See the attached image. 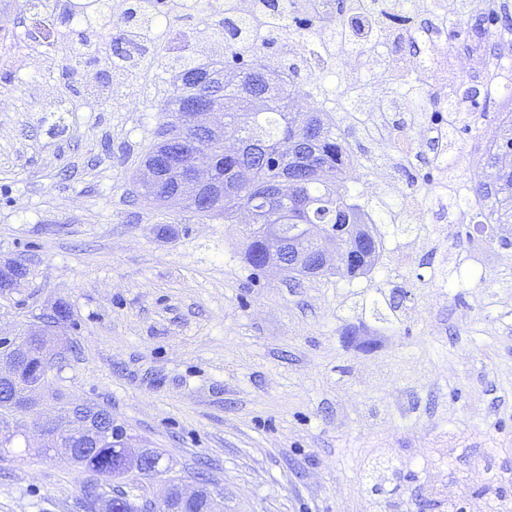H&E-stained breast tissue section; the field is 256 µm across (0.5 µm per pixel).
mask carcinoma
Wrapping results in <instances>:
<instances>
[{"instance_id": "obj_1", "label": "carcinoma", "mask_w": 512, "mask_h": 512, "mask_svg": "<svg viewBox=\"0 0 512 512\" xmlns=\"http://www.w3.org/2000/svg\"><path fill=\"white\" fill-rule=\"evenodd\" d=\"M163 0H135L136 22L128 30H119L116 44L126 45L129 38L153 41L156 28L167 24L160 8ZM331 11L323 13L316 0H266L253 17L229 13L227 22L209 23L183 50L175 55L153 56L152 65L164 60L163 72L173 73L162 79L167 85L162 97V122L145 160L164 148L169 134L180 130L182 110L191 102L209 98L234 100L237 108L224 111V131L209 138L210 188L198 192L192 177V160L197 148L193 136L182 135L180 145L170 150V164L152 184H139L141 197L155 202L164 195L181 196L199 216L224 217L232 224L240 214L250 216L246 232L245 260L255 271L260 270L259 256L268 244L266 224H312L318 230L334 234L337 228L359 241L360 255L356 263L341 271L349 277L366 274L378 263L382 238L375 224H386L394 216L393 205L379 196H368L364 185L350 182L346 164L357 157L370 167L390 156V150L410 143L408 124L394 109L401 97L409 112L448 113V127L454 132L455 149L448 151V172L436 166L435 157L443 153L441 144L428 143L426 148L413 144L422 162L418 179L431 183L448 179V198L455 203V186L467 181L476 195L490 203L486 219L476 223L481 240L501 248H512V235L496 234L494 225L512 224V87L496 86L491 80L494 70L512 59V0H483L476 8L470 0H447L448 41L458 51L481 49L480 64L459 87L448 92V104L442 106L438 96L424 86L403 88L391 85L380 88V107L368 112L360 106L362 95L372 85L361 77L346 74L341 63L321 77H312L300 59L288 56L286 41H303L309 29L318 28L326 37L325 53L340 57L345 45L353 39V22L367 21V33L359 43L363 54L377 49L385 36V27L369 21L373 5L369 0H333ZM85 10L77 5L59 13L60 24L82 26V46L93 49L92 20L101 28L109 25L108 0H90ZM299 12L308 16L302 28L290 24ZM443 15L433 10V3L421 0L412 10L404 11L406 37L396 44L402 56L422 49L417 33L437 27ZM256 28L270 31V39L254 43ZM222 44L224 56L207 63L198 62L196 44ZM461 112H484L497 116L495 149L485 155L460 160L461 134L474 139L478 132L460 121ZM355 136V145L347 141ZM494 172L487 181L479 170ZM358 308L372 313L379 322L400 320L401 303L357 292ZM49 397L59 404L57 415L70 419V405L51 386V378L43 377ZM69 469L87 474L80 485L85 512H95L98 502H106L107 512H139L140 503L129 492L112 487L119 480L133 485L145 478L136 461L124 448L102 441L96 446L78 447L70 456L60 459ZM391 462L375 459L369 467L370 491L384 494L379 478L388 473ZM220 492L207 489L199 501L189 506L191 512L217 510Z\"/></svg>"}]
</instances>
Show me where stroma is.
<instances>
[{
    "label": "stroma",
    "mask_w": 512,
    "mask_h": 512,
    "mask_svg": "<svg viewBox=\"0 0 512 512\" xmlns=\"http://www.w3.org/2000/svg\"><path fill=\"white\" fill-rule=\"evenodd\" d=\"M14 43L0 28V263L30 274L0 290V334L68 305L54 389L109 409L187 486L205 473L224 512H375L377 457L410 477L399 512H444L441 454L470 512L493 488L512 501V248L471 249L461 225L414 238L383 224L387 247L414 253L396 274L384 258L352 278L252 271L244 224L136 197L158 100L90 96L111 87L106 64L49 46L27 67ZM58 95L69 111H51ZM456 266L467 287L445 286ZM366 288L402 297L406 317L388 329L354 309ZM83 479L14 449L0 512H84Z\"/></svg>",
    "instance_id": "35a3bbf8"
}]
</instances>
